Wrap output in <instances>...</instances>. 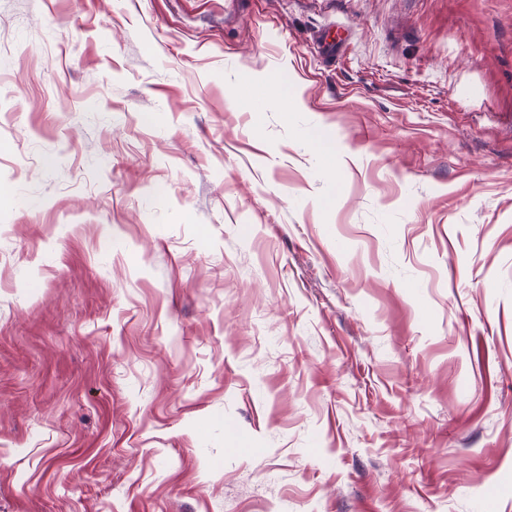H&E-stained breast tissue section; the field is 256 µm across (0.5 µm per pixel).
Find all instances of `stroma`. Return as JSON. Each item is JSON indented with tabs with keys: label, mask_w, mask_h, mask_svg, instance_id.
Returning a JSON list of instances; mask_svg holds the SVG:
<instances>
[{
	"label": "stroma",
	"mask_w": 512,
	"mask_h": 512,
	"mask_svg": "<svg viewBox=\"0 0 512 512\" xmlns=\"http://www.w3.org/2000/svg\"><path fill=\"white\" fill-rule=\"evenodd\" d=\"M0 512H512V0H0Z\"/></svg>",
	"instance_id": "stroma-1"
}]
</instances>
